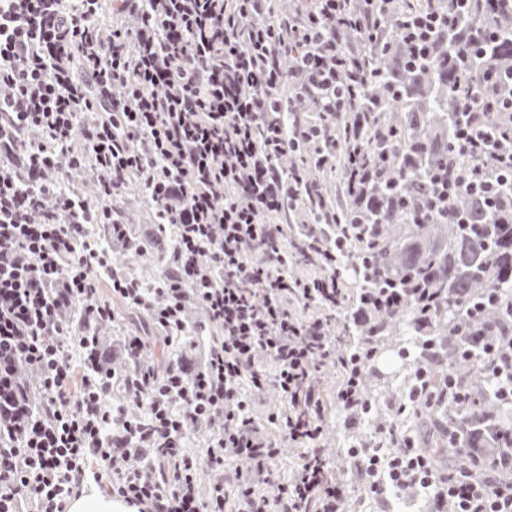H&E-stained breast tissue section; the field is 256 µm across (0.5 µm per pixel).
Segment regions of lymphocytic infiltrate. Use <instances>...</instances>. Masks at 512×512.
<instances>
[{"label":"lymphocytic infiltrate","mask_w":512,"mask_h":512,"mask_svg":"<svg viewBox=\"0 0 512 512\" xmlns=\"http://www.w3.org/2000/svg\"><path fill=\"white\" fill-rule=\"evenodd\" d=\"M268 2L0 0V512H66L92 465L139 512H349L323 444L321 373L347 366L343 306L403 296L350 300L336 263L339 214L368 178L336 125L359 142L370 130L349 94L368 62L337 34L385 41L374 18L387 0H289L285 15ZM476 82L454 148L512 174L507 135L491 152L486 127L512 111V73ZM318 165L343 168L341 197L311 178ZM132 185L169 238L149 287L122 258L151 249L111 205ZM117 301L153 334L104 344ZM158 343L181 352L157 364ZM271 393L278 408L256 422ZM201 426L195 455L184 441ZM283 441L305 450L285 480ZM349 454L358 480L384 469L379 493L415 486L448 512H512V487L444 478L411 445ZM204 467L223 473L205 496Z\"/></svg>","instance_id":"f902f5d3"}]
</instances>
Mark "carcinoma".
<instances>
[{"instance_id":"obj_1","label":"carcinoma","mask_w":512,"mask_h":512,"mask_svg":"<svg viewBox=\"0 0 512 512\" xmlns=\"http://www.w3.org/2000/svg\"><path fill=\"white\" fill-rule=\"evenodd\" d=\"M393 0L377 24L388 33L387 48L367 47L369 81L358 101L381 103L370 113L377 134L359 144L364 154L386 162V182L369 193L370 202H350L340 215L346 224H367L366 241L348 240L339 263L359 270L357 293L387 294L397 288H431L435 304L414 300L380 311L349 332L351 355L359 360L357 381L371 433L343 436L348 445L396 448L412 438L437 470L457 476L496 468L512 483V404L498 398L485 378L480 338L512 334V179L494 178L496 202L481 192L452 198L442 187V168L469 167L471 157L451 150L463 112L458 100L479 90L463 71L482 72L512 59V25L500 23L499 38L485 36L483 51L472 49L476 26L490 0H470L453 28L427 30L429 52L409 61L404 27H425L432 0ZM466 58L465 66L452 62ZM501 302L478 320L466 310L490 290ZM395 351L402 362L382 376L375 360ZM464 385L470 398L459 403L447 393L448 378ZM416 399L409 425L395 427L384 411L399 398Z\"/></svg>"}]
</instances>
